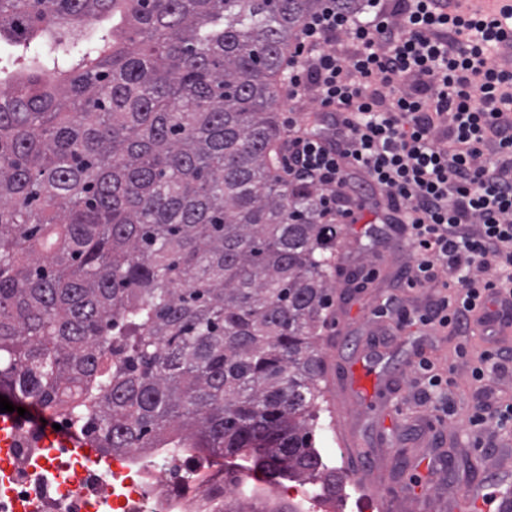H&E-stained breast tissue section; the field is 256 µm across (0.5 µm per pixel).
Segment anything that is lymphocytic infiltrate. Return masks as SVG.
I'll list each match as a JSON object with an SVG mask.
<instances>
[{
	"label": "lymphocytic infiltrate",
	"mask_w": 512,
	"mask_h": 512,
	"mask_svg": "<svg viewBox=\"0 0 512 512\" xmlns=\"http://www.w3.org/2000/svg\"><path fill=\"white\" fill-rule=\"evenodd\" d=\"M507 24L512 0H319L283 66L284 180L318 190L328 223L353 224L364 204L342 200L350 170L363 171L410 245L408 286L456 269L417 321L461 337L475 383L500 351L474 355L464 339L489 301H512V70L493 58Z\"/></svg>",
	"instance_id": "1"
}]
</instances>
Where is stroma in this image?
<instances>
[{"mask_svg": "<svg viewBox=\"0 0 512 512\" xmlns=\"http://www.w3.org/2000/svg\"><path fill=\"white\" fill-rule=\"evenodd\" d=\"M351 188L365 202L357 223L338 225L335 293L327 335L339 337L338 345L323 344L329 376L345 373L371 351L380 361L375 371L396 387L391 401L374 393L371 401L349 403L346 415L364 442L385 437L386 447L376 449L366 466L381 483L394 485L413 470L411 448L433 441L450 458L469 457L476 467L503 468L500 453L505 434L494 423L475 430L468 418L476 408L491 413L512 397V339L502 341L505 351L498 368L482 386L469 380L466 366H459L456 382L439 389L425 386L414 366L428 358L438 373L454 362L459 340L443 333L421 334L419 326L389 332V317L381 313L387 299H396L403 312L417 316L428 303L429 290L409 288L408 252L399 250L398 234L377 206L380 198L360 172L350 175ZM390 403V420L379 417V407Z\"/></svg>", "mask_w": 512, "mask_h": 512, "instance_id": "35a3bbf8", "label": "stroma"}]
</instances>
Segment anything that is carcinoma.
I'll use <instances>...</instances> for the list:
<instances>
[{
  "instance_id": "obj_1",
  "label": "carcinoma",
  "mask_w": 512,
  "mask_h": 512,
  "mask_svg": "<svg viewBox=\"0 0 512 512\" xmlns=\"http://www.w3.org/2000/svg\"><path fill=\"white\" fill-rule=\"evenodd\" d=\"M317 6L0 0V396L105 451L208 448L343 489L315 424L336 234L273 159Z\"/></svg>"
}]
</instances>
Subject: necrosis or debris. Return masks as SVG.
<instances>
[{"label":"necrosis or debris","instance_id":"1","mask_svg":"<svg viewBox=\"0 0 512 512\" xmlns=\"http://www.w3.org/2000/svg\"><path fill=\"white\" fill-rule=\"evenodd\" d=\"M37 432L16 440L0 462V512H229L258 504L274 512H350V494L327 500L317 480L254 482L244 465L215 468L200 448L102 453L89 462L76 449L37 447Z\"/></svg>","mask_w":512,"mask_h":512}]
</instances>
